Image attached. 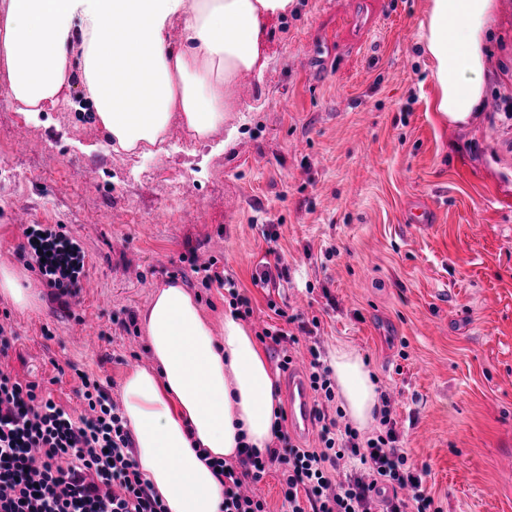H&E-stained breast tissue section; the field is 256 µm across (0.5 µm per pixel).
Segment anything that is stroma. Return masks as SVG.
<instances>
[{
  "instance_id": "stroma-1",
  "label": "stroma",
  "mask_w": 512,
  "mask_h": 512,
  "mask_svg": "<svg viewBox=\"0 0 512 512\" xmlns=\"http://www.w3.org/2000/svg\"><path fill=\"white\" fill-rule=\"evenodd\" d=\"M495 4L488 95L465 125L433 110L428 0H296L268 21V65L245 74L220 151L176 121L151 162L113 150L77 70L69 103L34 120L0 95V263L28 266L25 209L69 225L101 285L59 296L35 276L33 306L0 298V367L76 416L78 371L121 401L151 363L157 286L184 282L220 324L230 296L195 273L205 254L250 298L253 331L296 336L295 359L363 357L439 512H512V0ZM419 202L433 224L408 222ZM277 258L287 278L254 286Z\"/></svg>"
}]
</instances>
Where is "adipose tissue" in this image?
<instances>
[{"label": "adipose tissue", "mask_w": 512, "mask_h": 512, "mask_svg": "<svg viewBox=\"0 0 512 512\" xmlns=\"http://www.w3.org/2000/svg\"><path fill=\"white\" fill-rule=\"evenodd\" d=\"M295 0H0V87L28 117L68 99L71 54L84 97L114 150L151 153L172 120L193 137L234 136L236 81L263 72L265 24ZM494 0H429L418 43L438 93L434 109L454 123L481 112ZM181 25L185 43L172 48ZM152 367L122 385L134 458L166 512H220L213 469L244 448L274 441L276 371L251 327L225 313L214 332L181 282L157 287L142 313ZM337 391L355 428L380 408L371 371L354 350L332 360ZM182 463L172 470L169 459Z\"/></svg>", "instance_id": "obj_1"}]
</instances>
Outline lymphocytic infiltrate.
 I'll return each mask as SVG.
<instances>
[{
    "label": "lymphocytic infiltrate",
    "mask_w": 512,
    "mask_h": 512,
    "mask_svg": "<svg viewBox=\"0 0 512 512\" xmlns=\"http://www.w3.org/2000/svg\"><path fill=\"white\" fill-rule=\"evenodd\" d=\"M27 245L38 256L42 283L58 293L77 287L86 252L79 241L31 225ZM88 414L73 416L33 382L0 369V512H165L132 459L133 437L104 385L79 372ZM320 447L292 444L276 430L275 447L215 462L224 482L221 512H266L264 501L243 492L271 467L282 474L291 512H375L379 487L410 488L386 512H430L424 470L409 464L399 447L396 422L383 414V433L361 437L351 426L317 413ZM360 472L336 479L342 461Z\"/></svg>",
    "instance_id": "f902f5d3"
}]
</instances>
